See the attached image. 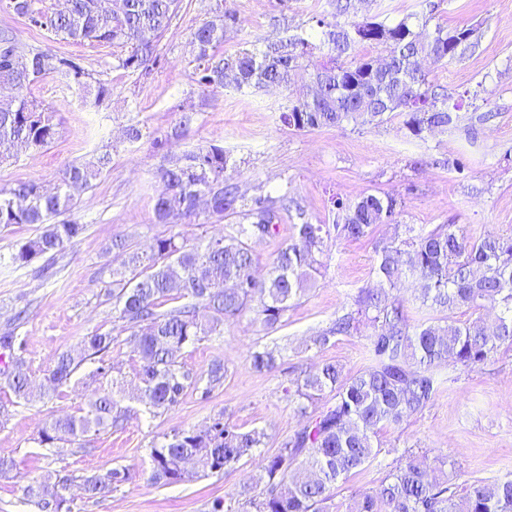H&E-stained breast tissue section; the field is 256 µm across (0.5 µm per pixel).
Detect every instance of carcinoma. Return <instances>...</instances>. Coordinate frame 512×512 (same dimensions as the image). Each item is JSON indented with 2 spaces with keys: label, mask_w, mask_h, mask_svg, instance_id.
I'll use <instances>...</instances> for the list:
<instances>
[{
  "label": "carcinoma",
  "mask_w": 512,
  "mask_h": 512,
  "mask_svg": "<svg viewBox=\"0 0 512 512\" xmlns=\"http://www.w3.org/2000/svg\"><path fill=\"white\" fill-rule=\"evenodd\" d=\"M181 0H63V7L46 0H9L13 12L29 25L56 37L79 42L110 43L120 49L118 66L149 71L159 61L158 42L178 15ZM240 25L233 14H218L191 34L198 82L216 91L286 86L299 75V61L311 56L313 45L292 35L267 40L262 48L224 54V34ZM320 39L333 55L313 65L309 80L317 91L282 114L288 126L307 131L335 128L349 120L379 125L391 116L404 117V126L418 138L425 132L458 127L460 116L448 100L429 96L425 71L418 60L445 64L474 46V30L450 33L440 27L417 33L409 18L387 23L370 16L358 21L316 19ZM362 44L381 45L390 57L386 71L369 73L371 60L360 57ZM55 74L70 88L89 93L91 74L79 64L49 50H27L15 32L0 28V87L14 94L0 99V163L20 145L43 148L58 134L47 109L30 101L27 90L37 79ZM111 162L104 152L95 160L70 163L53 190L37 182H18L0 188V226L37 224L41 231L23 241L13 260L21 266L64 251L84 231L74 220H57L73 210L75 192L92 187ZM229 156L218 146L198 147L178 158L164 160L157 176L165 189L154 199L157 224H197L200 217L229 221L221 237L189 243L180 234L157 237L147 251L122 239L112 242L121 257L112 271L113 319L132 353V379L139 404L152 413L178 404L189 388L205 383L203 396L226 377L224 362L213 361L206 374H195L176 360L182 347L218 335L224 323L254 310L263 329L282 326L291 303L301 297L312 279L316 255L328 240L357 241L371 236L379 224L396 223L402 203L389 195L368 194L354 203L335 202L341 223L313 224L301 202L284 193L276 198L246 197L226 176ZM293 224L267 278L253 273L250 242L273 235L286 219ZM375 282L359 289L348 310L336 315L326 329L311 338L322 349L348 337L363 323L369 364L353 375L336 362L315 372L300 371L294 396L305 400L300 412L305 424L266 456L263 492L239 503L213 500L211 512H330L341 484L372 462L379 449L373 438L382 428H396L422 412L438 391L436 368L452 361L465 371L487 364L498 349L512 346V234L485 231L473 236L457 224H441L427 233L405 228L389 240L375 243ZM411 275L420 282L414 299L439 315L413 323L403 300L390 297ZM183 303L166 311L168 301ZM210 313L197 316V307ZM501 308L494 326L479 316ZM463 310L474 318L455 319ZM114 338L98 330L83 339L80 352L56 356L40 385L33 384L25 361L11 358L10 390L16 401L51 398L63 392L83 361L99 363L101 390L75 414L51 420L39 433L42 448L61 442L81 444L86 437L123 426L130 407L124 405L125 383L111 377ZM278 350L264 347L252 354L253 367L270 372L278 367ZM331 393L328 405L316 402ZM268 434L245 429L220 414L203 430L177 429L150 449L155 484L173 485L196 476L230 471L266 447ZM446 462L427 466L415 453L404 451L399 465L380 484L350 499L348 512H512V477L488 486L465 478ZM130 479L128 468H112L84 478L90 498L108 497ZM49 484L25 487L27 498L41 512H70L66 499ZM463 494H458V490Z\"/></svg>",
  "instance_id": "obj_1"
}]
</instances>
